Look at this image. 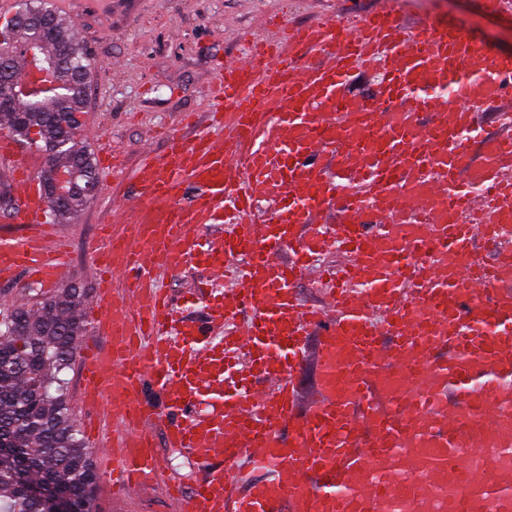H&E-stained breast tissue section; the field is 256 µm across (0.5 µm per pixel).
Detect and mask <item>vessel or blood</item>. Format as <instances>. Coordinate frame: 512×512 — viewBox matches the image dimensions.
<instances>
[{"label":"vessel or blood","mask_w":512,"mask_h":512,"mask_svg":"<svg viewBox=\"0 0 512 512\" xmlns=\"http://www.w3.org/2000/svg\"><path fill=\"white\" fill-rule=\"evenodd\" d=\"M335 42L333 65L299 73L295 52ZM370 60L379 99L353 104L350 74ZM511 80L512 54L386 12L341 39L327 20L276 24L217 62L210 124L144 151L120 226L90 247L77 401L113 496L150 487L177 512H512V144L478 132ZM4 164L24 229L0 236V283L55 287L70 265L43 221L41 160L4 133ZM267 198L279 209L262 213ZM331 206L339 223L318 221ZM331 256L324 302L303 305L297 284ZM188 269L211 284L208 321L162 284ZM315 329L303 409L294 378ZM157 422L206 469L190 492ZM310 357L306 370L299 376L297 383L299 388V399L301 406L306 408L309 405V399L315 392L318 379V371L315 360V350L317 345V337L313 335L309 339Z\"/></svg>","instance_id":"obj_1"}]
</instances>
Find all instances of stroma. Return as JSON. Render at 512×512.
Here are the masks:
<instances>
[{
    "label": "stroma",
    "mask_w": 512,
    "mask_h": 512,
    "mask_svg": "<svg viewBox=\"0 0 512 512\" xmlns=\"http://www.w3.org/2000/svg\"><path fill=\"white\" fill-rule=\"evenodd\" d=\"M75 24L76 41L92 61L88 104L78 147L96 152L97 136L138 163L143 147L162 149L161 136L179 130L183 113L206 117L215 57L241 56L252 38L266 35L265 22L277 16L297 25L325 18L344 32L360 16L390 12L399 26L448 20L466 35L482 37L490 49L512 53V14L492 17L481 0H49ZM130 176L103 174L97 195L58 231L75 244L80 258L70 281L94 292L89 247L101 224L112 218V195L130 191ZM100 512H173L152 490L112 500L98 489Z\"/></svg>",
    "instance_id": "obj_1"
}]
</instances>
